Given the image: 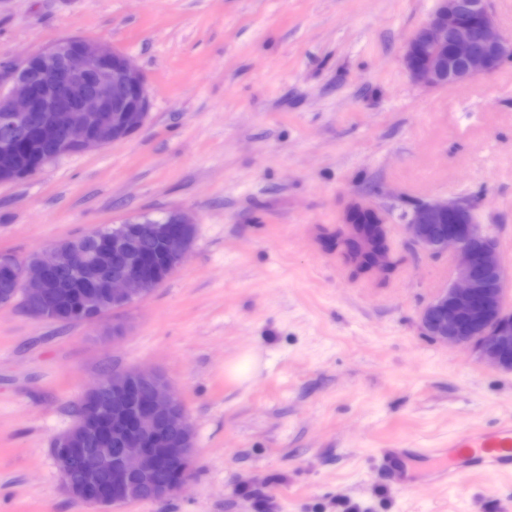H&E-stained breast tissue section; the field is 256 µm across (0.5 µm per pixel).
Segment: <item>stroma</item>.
Returning a JSON list of instances; mask_svg holds the SVG:
<instances>
[{"label": "stroma", "instance_id": "35a3bbf8", "mask_svg": "<svg viewBox=\"0 0 512 512\" xmlns=\"http://www.w3.org/2000/svg\"><path fill=\"white\" fill-rule=\"evenodd\" d=\"M434 4L0 0V62L102 41L150 99L130 138L0 184V255L137 216L195 220L185 263L99 322L0 305V512H97L60 490L53 443L105 367L160 371L196 438L178 494L113 512H512L510 472L450 487L412 459L414 490L378 477V449L512 418V372L418 326L452 258L415 246L401 211L474 198L512 269V60L414 84L402 48ZM356 200L389 214V274H355L336 243Z\"/></svg>", "mask_w": 512, "mask_h": 512}]
</instances>
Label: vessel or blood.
<instances>
[{"mask_svg": "<svg viewBox=\"0 0 512 512\" xmlns=\"http://www.w3.org/2000/svg\"><path fill=\"white\" fill-rule=\"evenodd\" d=\"M402 448H384L380 451L381 476L390 482L408 488L413 476L407 470ZM417 456L420 460L435 464L436 470L449 482H456L472 466H483L492 473L512 469V419L503 421L497 428L480 431L466 430L450 439L444 448H422Z\"/></svg>", "mask_w": 512, "mask_h": 512, "instance_id": "obj_1", "label": "vessel or blood"}]
</instances>
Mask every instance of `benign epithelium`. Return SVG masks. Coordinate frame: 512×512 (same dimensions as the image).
Instances as JSON below:
<instances>
[{"label":"benign epithelium","mask_w":512,"mask_h":512,"mask_svg":"<svg viewBox=\"0 0 512 512\" xmlns=\"http://www.w3.org/2000/svg\"><path fill=\"white\" fill-rule=\"evenodd\" d=\"M512 59V44L496 28L491 0H436L426 22L403 46L411 81L435 88L492 73ZM150 109L146 78L125 54L101 41L62 39L31 54L0 79V184L26 180L63 155L80 154L125 140L145 124ZM370 217L383 239L387 212L354 203L344 219ZM149 224L163 244L169 272L182 265L191 247L194 220L168 212ZM413 242L429 255H453V279L422 309L424 335L465 347L486 365L512 371V309L504 298L505 267L496 240L475 221L459 198L415 205L406 214ZM70 251L90 253L85 271H98L78 290L74 318L118 310L145 296L155 278L144 273L150 260L136 247L133 228L121 224L104 238L87 234ZM66 251L15 264L0 261V275L23 286L29 312L46 319L54 309L52 273L64 265ZM89 412L76 415L54 443L60 488L107 512L112 503L162 500L189 477L184 471L166 480L171 458L192 466L195 433L169 382L151 369L122 370L100 377L83 396ZM86 437L97 448H78Z\"/></svg>","instance_id":"1"}]
</instances>
